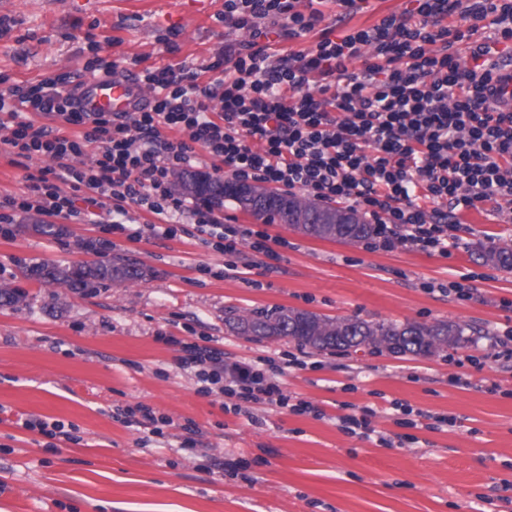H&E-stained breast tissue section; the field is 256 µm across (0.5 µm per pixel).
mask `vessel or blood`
<instances>
[{"instance_id": "1", "label": "vessel or blood", "mask_w": 512, "mask_h": 512, "mask_svg": "<svg viewBox=\"0 0 512 512\" xmlns=\"http://www.w3.org/2000/svg\"><path fill=\"white\" fill-rule=\"evenodd\" d=\"M80 112H134L147 104L141 83L134 77H89L74 92Z\"/></svg>"}]
</instances>
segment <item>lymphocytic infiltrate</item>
Here are the masks:
<instances>
[{"mask_svg":"<svg viewBox=\"0 0 512 512\" xmlns=\"http://www.w3.org/2000/svg\"><path fill=\"white\" fill-rule=\"evenodd\" d=\"M453 15L474 23L449 24ZM220 19L248 31L255 47L200 67L145 69L138 80L152 103L138 112L75 111L59 78L1 90L6 144L45 165L30 175L29 194L0 202V236L11 237L16 212L35 210L129 241L189 233L224 254L229 273L245 251L273 256L266 232L225 223L211 203L173 192L172 174L199 149L236 180L362 211L383 251L447 257L459 245L455 211L512 212V108L495 80L512 64V0H409L372 27L325 32L311 50L278 58L266 38H299L322 21L308 0H224ZM482 26L493 35L479 42ZM28 110L45 125L28 121ZM168 129L176 138L165 137ZM87 155L90 165H79ZM165 342L185 352L202 392L227 396L225 412L241 414L245 401L311 410L290 404L282 382L305 360L228 364L209 346Z\"/></svg>","mask_w":512,"mask_h":512,"instance_id":"1","label":"lymphocytic infiltrate"}]
</instances>
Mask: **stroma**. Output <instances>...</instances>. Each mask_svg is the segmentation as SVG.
<instances>
[{
	"instance_id": "1",
	"label": "stroma",
	"mask_w": 512,
	"mask_h": 512,
	"mask_svg": "<svg viewBox=\"0 0 512 512\" xmlns=\"http://www.w3.org/2000/svg\"><path fill=\"white\" fill-rule=\"evenodd\" d=\"M405 6L363 0L347 13L322 0V25L339 35ZM223 11L224 0H0V78L75 84L88 77L96 53L116 62L119 77L197 67L250 39L220 21ZM40 166L0 142V201L28 194L26 176ZM223 212L225 223L265 229L287 247L274 258L255 256L248 273L224 276L223 255L188 235L105 246L92 224L64 220L61 235H44L37 230L44 215L31 211L16 216L12 237H0V284L42 260L123 256L152 271L85 296L27 281L24 300L0 305V512H512V366L491 356L496 337L512 328V273L475 255L479 245L512 240V216L487 206L457 212L461 242L445 258L265 226L230 202ZM200 264L210 274H199ZM451 281L475 288L476 299L423 288ZM273 307L452 321L475 335L447 354L397 357L366 348L303 351L283 338L255 342L224 324L230 309ZM164 334L203 341L228 364L305 353L320 369H287L283 383L312 412L246 403L239 415L225 413L224 394L201 393L180 348L161 342ZM469 355L481 367L448 362ZM458 373L469 386L450 383ZM395 400L420 411L418 426L397 425ZM137 403L168 419L147 442L115 414ZM366 406L392 445L339 428L338 416ZM432 414L456 423L430 428ZM28 415L74 424L80 443L18 428L17 418ZM188 425L197 430L193 453L181 448Z\"/></svg>"
}]
</instances>
